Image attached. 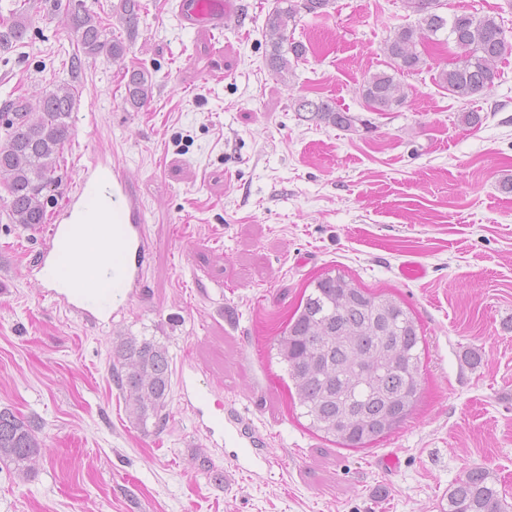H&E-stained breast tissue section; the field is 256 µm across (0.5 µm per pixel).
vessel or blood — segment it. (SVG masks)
<instances>
[{
	"instance_id": "obj_1",
	"label": "vessel or blood",
	"mask_w": 512,
	"mask_h": 512,
	"mask_svg": "<svg viewBox=\"0 0 512 512\" xmlns=\"http://www.w3.org/2000/svg\"><path fill=\"white\" fill-rule=\"evenodd\" d=\"M232 8L233 0H178L177 14L185 27L207 25L220 31ZM97 192L109 201L108 222L102 225L96 244L100 258L86 276H77L68 267L72 255L86 245L78 212L86 195ZM149 259L150 241L140 197L120 167L106 171L93 161L62 219L49 226L34 271L56 305L86 324L99 326L123 314L144 283ZM90 278L103 280V287H87ZM181 394L196 425L218 443L246 453L255 447V428L231 403L220 401L211 388L198 384L188 375L182 379Z\"/></svg>"
}]
</instances>
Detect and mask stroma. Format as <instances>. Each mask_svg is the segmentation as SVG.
I'll return each instance as SVG.
<instances>
[{
	"instance_id": "35a3bbf8",
	"label": "stroma",
	"mask_w": 512,
	"mask_h": 512,
	"mask_svg": "<svg viewBox=\"0 0 512 512\" xmlns=\"http://www.w3.org/2000/svg\"><path fill=\"white\" fill-rule=\"evenodd\" d=\"M68 2L24 0L31 24L0 54V102L75 89L48 213L88 158L103 157L142 199L152 252L124 316L92 327L28 275L40 234L0 213V407L31 420L46 447L28 478L0 470V512H439L475 466L512 498V53L491 87L461 100L435 81L453 45L430 44L400 79L404 106L380 115L359 88L385 70L383 43L409 21L401 0L302 15L294 37L308 52L283 78L265 60L274 0H234L220 33L183 27L176 0H141L132 30L123 0H82L128 52L77 68L56 9ZM126 65L153 76L139 110L124 100ZM301 95L365 124L299 120ZM471 110L479 126L463 122ZM408 259L422 278L400 274ZM333 268L402 301L424 338L415 409L365 450L307 430L271 348L303 289ZM120 333L164 343L173 370L197 367L261 430L268 467L229 472L233 448L214 446L175 390L164 429L132 423L111 376ZM202 451L212 471L197 468Z\"/></svg>"
}]
</instances>
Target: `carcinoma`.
I'll use <instances>...</instances> for the list:
<instances>
[{
    "label": "carcinoma",
    "instance_id": "cac0c4a2",
    "mask_svg": "<svg viewBox=\"0 0 512 512\" xmlns=\"http://www.w3.org/2000/svg\"><path fill=\"white\" fill-rule=\"evenodd\" d=\"M333 4L275 0L266 17L271 39L267 65L274 74L284 77L305 59L307 47L293 36L300 14L323 17ZM402 6L415 22L394 29L385 39L383 52L391 72L373 73L363 81L360 94L367 111L392 112L405 103L396 75L420 69L426 63L425 42L439 33L458 49L449 66L438 70L441 88L471 98L494 83L499 63L512 49L497 17L468 12L448 16L442 12L444 0H402ZM65 24L76 35L74 65L83 56L119 61L127 53V46L108 36L104 24L79 4L67 9ZM27 27L21 9L0 13V52L23 42ZM125 78L126 103L141 107L153 94L152 74L131 67L125 69ZM72 100V92L63 88L34 104L19 95L0 106V185L7 191L3 210L10 223L23 229L47 223V204L53 200L70 134ZM292 107L304 121L338 129L352 130L361 122L328 99L301 96ZM422 342L417 320L402 302L356 287L343 271L330 269L309 282L272 348L285 366L293 404L309 420L307 429L340 448L364 449L404 424L415 407ZM171 375L165 345L145 336L112 340V379L135 424L145 425L152 418L157 429L165 428ZM41 450L31 423L0 408V463L25 477ZM440 512H512V503L498 489L493 472L476 467L455 481Z\"/></svg>",
    "mask_w": 512,
    "mask_h": 512
}]
</instances>
